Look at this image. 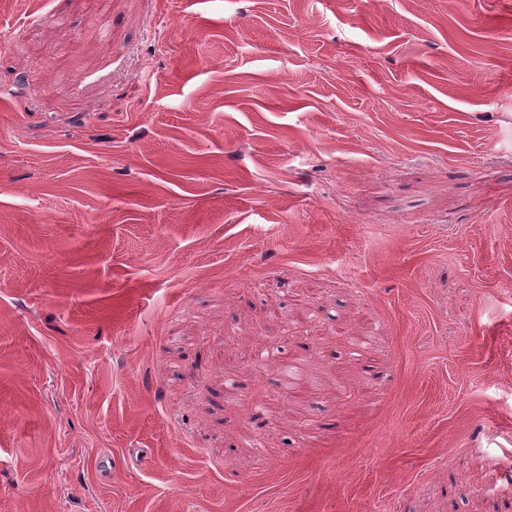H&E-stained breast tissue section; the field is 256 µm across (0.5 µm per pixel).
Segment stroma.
<instances>
[{
  "instance_id": "obj_1",
  "label": "stroma",
  "mask_w": 512,
  "mask_h": 512,
  "mask_svg": "<svg viewBox=\"0 0 512 512\" xmlns=\"http://www.w3.org/2000/svg\"><path fill=\"white\" fill-rule=\"evenodd\" d=\"M0 512H512V0H0Z\"/></svg>"
}]
</instances>
